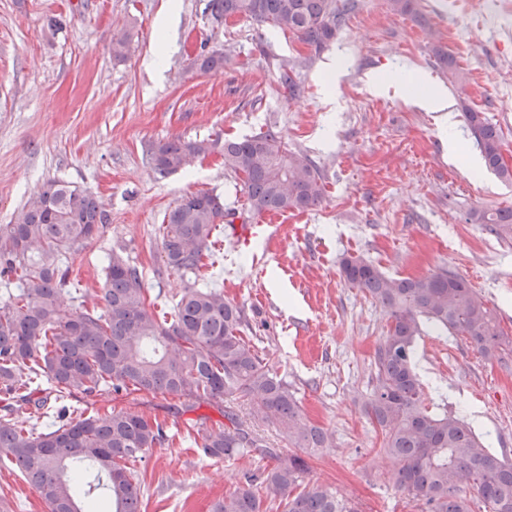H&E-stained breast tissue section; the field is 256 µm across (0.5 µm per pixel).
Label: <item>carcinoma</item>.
Instances as JSON below:
<instances>
[{
	"instance_id": "cac0c4a2",
	"label": "carcinoma",
	"mask_w": 512,
	"mask_h": 512,
	"mask_svg": "<svg viewBox=\"0 0 512 512\" xmlns=\"http://www.w3.org/2000/svg\"><path fill=\"white\" fill-rule=\"evenodd\" d=\"M390 13L422 22L420 0H386ZM353 0H209L212 21L245 18L295 37L307 66L329 46L354 9ZM432 53L448 80L463 85L465 73L441 44ZM197 68L217 73L224 54L210 50ZM467 127L484 167L512 183L501 130L485 113L467 109ZM216 144L175 138L145 150L159 175L186 167ZM224 168L241 177L245 204L238 212L214 191L181 198L159 227L164 262L194 272L220 224L271 212L305 211L326 194L320 169L303 153L286 149L269 128L226 139ZM471 224H490L512 237V207L474 209ZM107 223L97 197L62 180L47 182L13 224L0 225V280L16 291L0 297V392L28 415L29 426L0 417V460L9 461L40 493L48 512H140L141 481L134 464L163 436L156 420L135 412L85 414L57 405L74 391L104 388L174 395L188 407L235 395L253 402L252 415L277 427L291 448L316 451L330 435L303 412L288 384L269 369L244 336L242 308L216 289L188 288L171 320L148 310L139 268L109 257L102 305L62 309L68 257ZM345 281L389 309L392 322L375 354V377L367 415L382 431V451L397 466L395 485L408 492L420 512H512V463L486 448L464 420L438 415L423 402L415 370V341L422 328L466 337L494 357L512 352L494 311L460 275L441 269L420 277H390L355 257L341 262ZM229 424L189 426L203 456L235 460L262 448L275 465L243 475L241 486L215 501L211 512H262L276 503L282 512H357L331 488L306 480V461L265 445L247 420L224 410Z\"/></svg>"
}]
</instances>
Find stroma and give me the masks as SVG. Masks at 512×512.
Returning <instances> with one entry per match:
<instances>
[{"instance_id": "obj_1", "label": "stroma", "mask_w": 512, "mask_h": 512, "mask_svg": "<svg viewBox=\"0 0 512 512\" xmlns=\"http://www.w3.org/2000/svg\"><path fill=\"white\" fill-rule=\"evenodd\" d=\"M175 4L177 23L162 46L156 20ZM426 25L392 15L385 0H356L335 40L296 69L290 98L280 63L299 42L245 19L214 24L208 0H0V224L53 179L94 193L108 215L70 263L69 279L96 303L110 254L142 268L149 310L170 317L187 288L223 289L245 312L248 340L294 392L329 447L301 450L307 478L328 485L359 512H419L392 480L365 413L374 352L390 315L341 274L359 257L396 277L457 273L512 337V239L467 223L471 210L512 206V184L482 166L465 107L501 129L512 162V0H421ZM63 16L62 29L49 27ZM127 31L124 57L112 37ZM447 46L467 75L448 81L431 52ZM224 68L200 71L202 49ZM164 51V71L146 66ZM335 76H328V63ZM443 91L452 124L423 106ZM275 129L326 178L324 200L249 246L216 235L199 272L167 269L158 227L182 196L214 191L242 209L245 197L220 153L162 176L147 164L152 142L223 141ZM424 404L466 420L488 448L512 460V357H484L462 336L427 329L416 340ZM71 406L131 411L165 424L166 435L136 468L142 512H210L244 472L272 467L267 456L208 459L188 424L223 422L216 406L185 409L182 398L106 389L76 392ZM11 512H48L39 492L0 462V501Z\"/></svg>"}]
</instances>
